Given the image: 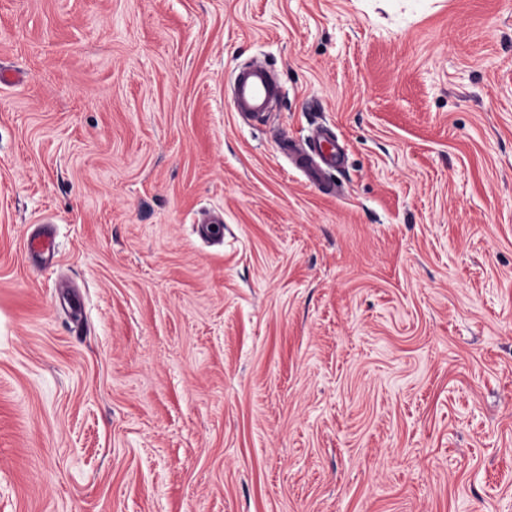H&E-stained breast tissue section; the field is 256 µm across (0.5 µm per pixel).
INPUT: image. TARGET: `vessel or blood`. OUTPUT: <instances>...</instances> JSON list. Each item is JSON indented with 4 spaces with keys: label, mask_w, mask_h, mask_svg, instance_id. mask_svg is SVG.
I'll return each instance as SVG.
<instances>
[{
    "label": "vessel or blood",
    "mask_w": 512,
    "mask_h": 512,
    "mask_svg": "<svg viewBox=\"0 0 512 512\" xmlns=\"http://www.w3.org/2000/svg\"><path fill=\"white\" fill-rule=\"evenodd\" d=\"M282 89L270 70L261 64H248L234 74L232 102L240 115L259 119L269 112ZM288 153L294 168L319 188H326L327 169L341 165L342 154L329 129H317L312 143L305 148L289 146Z\"/></svg>",
    "instance_id": "obj_1"
}]
</instances>
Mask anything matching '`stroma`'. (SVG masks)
<instances>
[{"mask_svg":"<svg viewBox=\"0 0 512 512\" xmlns=\"http://www.w3.org/2000/svg\"><path fill=\"white\" fill-rule=\"evenodd\" d=\"M2 69L0 512H512V0H0ZM282 89L270 70L261 64H248L234 74L232 102L240 115L260 119L265 116ZM308 148H297L288 144V154L294 168L315 186L329 190L325 180L326 170L342 163V154L333 134L327 128H319L311 138Z\"/></svg>","mask_w":512,"mask_h":512,"instance_id":"obj_1","label":"stroma"}]
</instances>
